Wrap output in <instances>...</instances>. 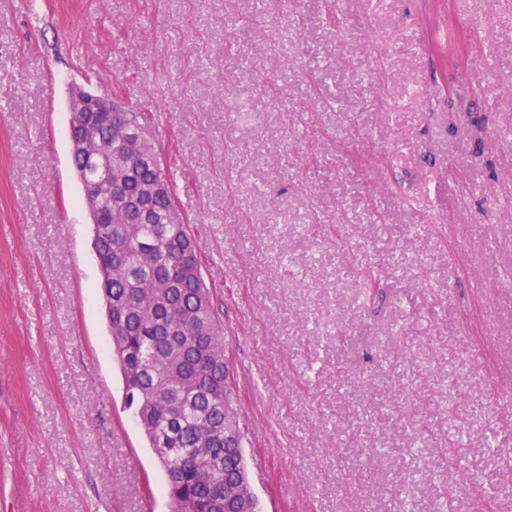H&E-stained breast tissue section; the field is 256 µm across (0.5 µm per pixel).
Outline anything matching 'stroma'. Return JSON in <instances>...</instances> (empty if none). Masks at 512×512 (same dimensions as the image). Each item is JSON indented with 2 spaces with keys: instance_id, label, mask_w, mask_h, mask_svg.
<instances>
[{
  "instance_id": "obj_1",
  "label": "stroma",
  "mask_w": 512,
  "mask_h": 512,
  "mask_svg": "<svg viewBox=\"0 0 512 512\" xmlns=\"http://www.w3.org/2000/svg\"><path fill=\"white\" fill-rule=\"evenodd\" d=\"M76 87L148 117L263 512H512V0H0V512H169Z\"/></svg>"
}]
</instances>
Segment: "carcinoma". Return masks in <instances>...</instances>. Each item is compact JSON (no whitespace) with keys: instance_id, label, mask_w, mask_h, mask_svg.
Wrapping results in <instances>:
<instances>
[{"instance_id":"1","label":"carcinoma","mask_w":512,"mask_h":512,"mask_svg":"<svg viewBox=\"0 0 512 512\" xmlns=\"http://www.w3.org/2000/svg\"><path fill=\"white\" fill-rule=\"evenodd\" d=\"M98 158L77 154L81 180L107 168L92 210L93 246L112 353L125 404L167 474L170 512H260L248 485L237 395L192 240L174 200L168 171L150 165L155 152L142 112L97 131ZM114 182L124 183L115 193ZM149 197L153 222L135 215Z\"/></svg>"}]
</instances>
